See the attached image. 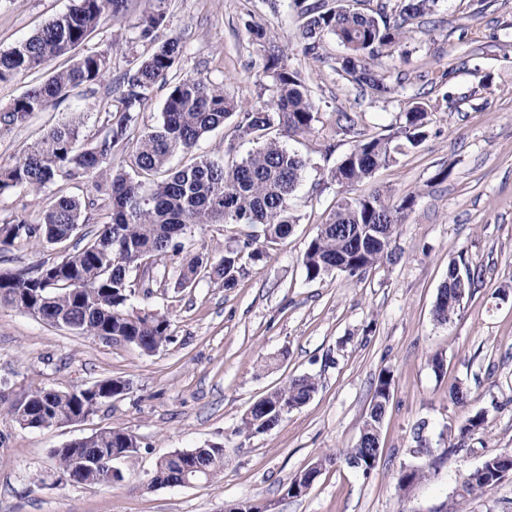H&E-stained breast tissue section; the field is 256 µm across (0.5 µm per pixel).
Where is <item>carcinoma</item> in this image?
Instances as JSON below:
<instances>
[{
  "instance_id": "obj_1",
  "label": "carcinoma",
  "mask_w": 512,
  "mask_h": 512,
  "mask_svg": "<svg viewBox=\"0 0 512 512\" xmlns=\"http://www.w3.org/2000/svg\"><path fill=\"white\" fill-rule=\"evenodd\" d=\"M127 0H73L69 10L46 21L29 38L0 52V83L40 71L55 58L85 43L105 21L119 15ZM396 19L382 3L363 11L349 0L327 6L326 0H293L304 19L300 41L302 53L321 59L320 36L331 34L343 46L336 59V72L374 101H387L399 93L400 83L379 71L374 60L384 48L400 46L410 37L411 21L433 12L435 0H396ZM161 10L145 13L135 25V40L151 39L164 26ZM253 44L261 51L260 77L270 99L245 105L224 93V84L207 77H181L175 65L184 54L178 35L161 41L146 59L134 62L121 75L114 92L116 104L105 110L101 128L91 137L82 133L84 113L47 130L26 146L10 167L0 168V194L20 188L39 194L60 181L96 179L101 200L61 196L43 210L40 222L31 224L14 215L0 216V249L17 241L35 239L60 246L73 237L84 245L66 253L61 260L40 265L32 271L0 281V306L23 310L50 324L65 325L79 333L105 340L122 336L127 343L153 354L174 341L171 322L161 312H130L131 297L148 298L154 289L167 285L168 264L178 268L176 288H190L197 279L209 277L231 289L237 285L241 262L254 263L267 257L258 244H276L292 233L297 217L290 200L300 185L307 161L289 151L276 137L305 136L313 131L315 105L310 90L297 70L288 66V45H274L266 28L247 22ZM112 72V54L107 50L87 51L66 68L52 71L9 104L0 107V132L26 124L30 118L61 103L80 90L93 96ZM168 87L161 120L142 130L144 109L157 85ZM236 117L239 138L256 144L247 156L226 162L201 156L180 169H169V159L190 151L199 139ZM428 111L415 102L404 112V122L389 136L359 134L353 147L330 171L331 180L349 188L371 178L388 166L407 144L417 145L427 137ZM132 150L135 174L112 166L116 151ZM415 196L406 195L394 204L377 192L368 197L341 196L328 219L319 226L301 255V265L310 281L320 279L344 265L343 272L359 279L392 257L397 229ZM100 205L107 221L96 229L81 232L83 211ZM204 224H243L260 228V235L247 234L234 240L219 259L209 253L185 255L191 228ZM147 270L145 279L132 272ZM457 263L448 264V279L439 289L433 318L446 324L459 306L447 303L448 291L470 290L473 279H457ZM392 376L382 371L375 383L373 414L363 428L378 424L383 402L391 392ZM318 390L311 375L293 377L254 402L250 415L242 418L241 430L263 434L274 429L282 417L308 402ZM101 404V394L90 387L48 392L37 388L9 403L8 414L18 425L49 428L85 418ZM485 424L482 413L468 417L454 433L448 449L467 447L471 435ZM370 433L360 434L358 443L345 454L350 462L365 457L373 447ZM139 451L136 436L109 428L88 436L85 443L55 448L57 468L79 484H101L105 470L91 466L88 457L98 453L111 458L112 483L124 480L118 463ZM481 474L470 472L464 482L467 494L485 492L495 486L497 464ZM202 472L208 482L224 473V444L181 451L178 456L158 460L149 480L152 488L171 487L186 476Z\"/></svg>"
}]
</instances>
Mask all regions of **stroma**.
Listing matches in <instances>:
<instances>
[{
	"label": "stroma",
	"instance_id": "obj_1",
	"mask_svg": "<svg viewBox=\"0 0 512 512\" xmlns=\"http://www.w3.org/2000/svg\"><path fill=\"white\" fill-rule=\"evenodd\" d=\"M71 0H0V50L30 36ZM159 8L167 32L186 51L181 76L223 84L236 100H257L261 58L244 26L263 25L276 44L294 45L299 18L292 0H129L125 17L104 22L86 49L112 50V74L148 57L151 42L126 44L143 11ZM321 60L294 50L290 68L308 85L317 115L311 135L285 139L307 161L291 200L298 218L292 234L269 246L267 259L245 264L235 288L203 278L187 289L166 286L151 298L132 297L129 311L167 312L175 340L147 355L124 343H106L0 307V389L13 398L37 388L68 390L106 378L129 381L125 396L104 401L85 420L57 427L23 428L0 410V512H225L239 501L269 505L270 512H512V475L483 493L462 494L461 481L491 455L512 453V0H438L431 15L414 20L399 51L380 56V70L400 75V93L388 102L363 99L334 69L344 49L322 39ZM105 92L69 100L37 113L21 128L0 135V165L71 113L86 115L95 131ZM428 110V137L406 147L352 196L415 194L398 228L397 258L364 280L334 272L307 280L300 257L334 204L329 172L357 132L386 136L411 102ZM355 112L356 132L336 124L338 112ZM334 156L321 151L326 141ZM245 156L253 145L237 139L234 120L205 135L190 157ZM446 180H437L439 171ZM94 181L60 182L35 195L22 189L0 195V212L37 222L52 196L84 199ZM239 224L193 228V250L220 256L246 233ZM62 247L19 241L0 250V274L58 261ZM477 278L451 322L432 309L448 264ZM442 356L434 370L433 356ZM393 375L391 399L380 427V458L371 475L342 458L360 436L381 370ZM319 381L312 399L285 415L271 431L240 432L246 410L290 378ZM469 392L455 404V385ZM486 423L458 454L448 435L475 412ZM122 428L140 443L120 468L114 486L67 481L50 451L107 428ZM423 435L432 453H416ZM224 445V475L193 487L148 488L157 460L176 450ZM309 492L286 496L287 483L328 454ZM408 469L423 479L399 489Z\"/></svg>",
	"mask_w": 512,
	"mask_h": 512
}]
</instances>
